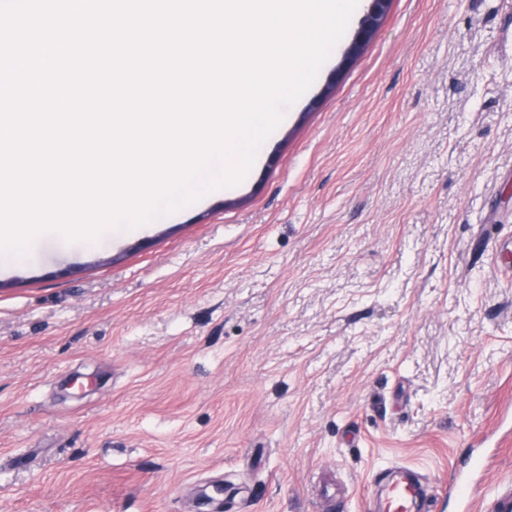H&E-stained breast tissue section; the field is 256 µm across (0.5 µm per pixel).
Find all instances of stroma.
Instances as JSON below:
<instances>
[{
	"mask_svg": "<svg viewBox=\"0 0 512 512\" xmlns=\"http://www.w3.org/2000/svg\"><path fill=\"white\" fill-rule=\"evenodd\" d=\"M351 22L238 184L0 253V512H322L512 408V0ZM223 486V504L202 494ZM389 3L390 0H373V9L363 20L358 36L347 49L342 61L344 64L352 61L360 54L365 42L378 27Z\"/></svg>",
	"mask_w": 512,
	"mask_h": 512,
	"instance_id": "obj_1",
	"label": "stroma"
}]
</instances>
